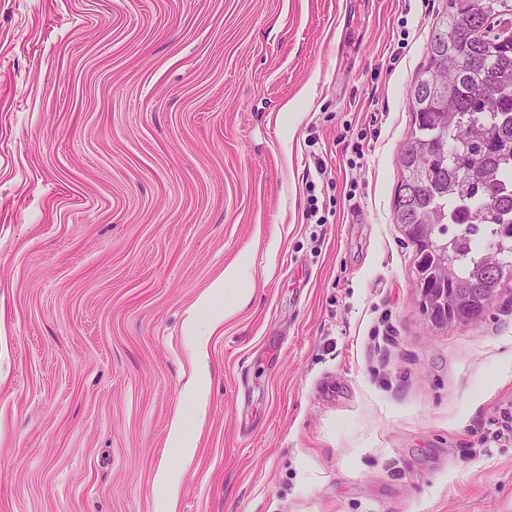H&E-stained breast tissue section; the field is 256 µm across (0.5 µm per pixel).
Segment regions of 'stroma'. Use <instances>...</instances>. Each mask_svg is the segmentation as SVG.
I'll return each mask as SVG.
<instances>
[{"label":"stroma","mask_w":512,"mask_h":512,"mask_svg":"<svg viewBox=\"0 0 512 512\" xmlns=\"http://www.w3.org/2000/svg\"><path fill=\"white\" fill-rule=\"evenodd\" d=\"M444 8L0 0V512H512V288L432 327L393 220ZM247 276V264L241 263L234 267L227 268L224 275L213 282L210 290L199 299V309L207 310L210 304L216 300L225 299L224 308L208 316L200 318L194 315L189 328L195 336V343L191 348L193 359H200L206 351V344L210 336L217 333L224 325V320L233 316L240 306V299L244 294V289L232 288L239 284ZM169 441L174 448H180L185 460L190 461L193 457L194 448L191 447L189 438L184 428V421L180 415L173 420L169 430Z\"/></svg>","instance_id":"35a3bbf8"}]
</instances>
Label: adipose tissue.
Wrapping results in <instances>:
<instances>
[{"instance_id":"ef3b65f1","label":"adipose tissue","mask_w":512,"mask_h":512,"mask_svg":"<svg viewBox=\"0 0 512 512\" xmlns=\"http://www.w3.org/2000/svg\"><path fill=\"white\" fill-rule=\"evenodd\" d=\"M247 276L246 264L227 268L219 279L213 282L209 291L199 300L200 309L206 310L207 318L193 317L189 328L195 337L191 349L193 359H200L205 351L210 336L217 333L225 320L233 316L239 306L241 295L238 284Z\"/></svg>"}]
</instances>
